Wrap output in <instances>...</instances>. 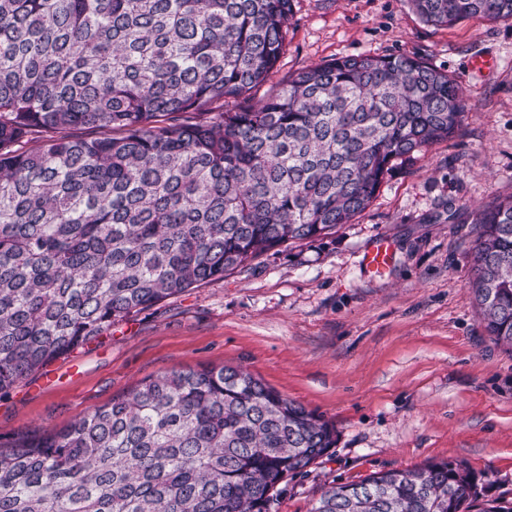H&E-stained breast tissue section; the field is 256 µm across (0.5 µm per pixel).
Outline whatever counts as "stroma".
Segmentation results:
<instances>
[{
    "instance_id": "stroma-1",
    "label": "stroma",
    "mask_w": 512,
    "mask_h": 512,
    "mask_svg": "<svg viewBox=\"0 0 512 512\" xmlns=\"http://www.w3.org/2000/svg\"><path fill=\"white\" fill-rule=\"evenodd\" d=\"M400 54L462 89L452 137L396 165L335 235L115 323L0 395V439L62 429L148 377L227 365L336 425L335 448L271 512H310L332 484L448 459L483 476L487 498L512 502V352L487 336L467 289L471 213L512 195V20L443 27L409 0H294L284 51L250 98L336 58ZM481 56L496 70L477 71ZM380 236L392 258L376 277L362 256Z\"/></svg>"
}]
</instances>
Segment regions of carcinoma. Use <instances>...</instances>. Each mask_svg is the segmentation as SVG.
I'll return each instance as SVG.
<instances>
[{
  "instance_id": "1",
  "label": "carcinoma",
  "mask_w": 512,
  "mask_h": 512,
  "mask_svg": "<svg viewBox=\"0 0 512 512\" xmlns=\"http://www.w3.org/2000/svg\"><path fill=\"white\" fill-rule=\"evenodd\" d=\"M426 23L512 0H409ZM293 0H0V392L112 325L324 239L394 164L458 130L455 81L341 57L237 108ZM469 281L512 350V195L473 210ZM336 426L232 366L142 380L65 429L0 442V512H269ZM456 460L328 487L311 512H512Z\"/></svg>"
}]
</instances>
